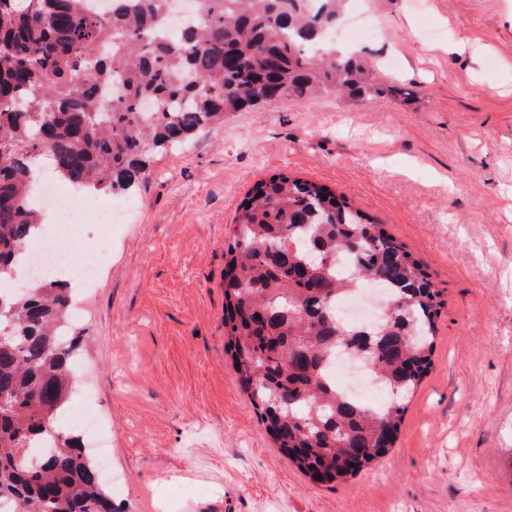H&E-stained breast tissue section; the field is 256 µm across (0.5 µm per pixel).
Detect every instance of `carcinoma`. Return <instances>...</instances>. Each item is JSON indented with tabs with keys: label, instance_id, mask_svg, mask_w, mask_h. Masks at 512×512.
<instances>
[{
	"label": "carcinoma",
	"instance_id": "cac0c4a2",
	"mask_svg": "<svg viewBox=\"0 0 512 512\" xmlns=\"http://www.w3.org/2000/svg\"><path fill=\"white\" fill-rule=\"evenodd\" d=\"M89 2L0 0V278L14 275L42 225L29 203L37 151L73 186L124 192L146 178L152 152L262 100L412 96L363 52L336 49L328 32L343 0H192L195 21L171 37V0H110L104 19ZM337 256L383 291L378 331L336 322L348 288ZM1 298L13 336L0 344V504L114 512L80 439L47 433L80 351V337L61 335L70 289L43 280ZM443 305L425 266L329 187L280 173L241 201L224 250L226 347L267 431L310 479L345 481L389 453L431 368ZM338 346L375 369L384 404L336 393L324 365Z\"/></svg>",
	"mask_w": 512,
	"mask_h": 512
}]
</instances>
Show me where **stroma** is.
Segmentation results:
<instances>
[{
	"label": "stroma",
	"mask_w": 512,
	"mask_h": 512,
	"mask_svg": "<svg viewBox=\"0 0 512 512\" xmlns=\"http://www.w3.org/2000/svg\"><path fill=\"white\" fill-rule=\"evenodd\" d=\"M365 49L413 100L333 94L229 114L150 157L112 256L74 303L73 388L111 430L119 512H512V0H358ZM343 193L427 268L445 305L390 452L302 474L224 335V247L260 179Z\"/></svg>",
	"instance_id": "1"
}]
</instances>
